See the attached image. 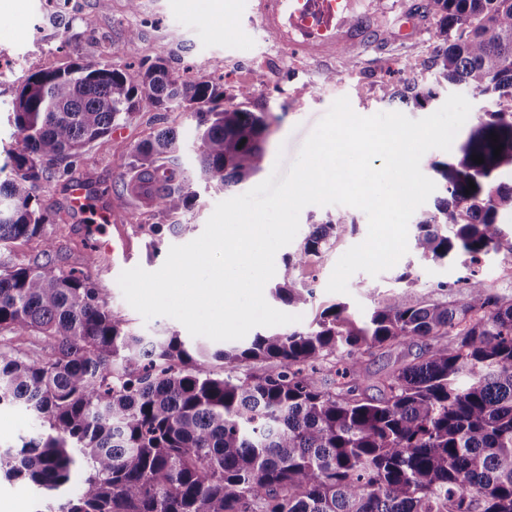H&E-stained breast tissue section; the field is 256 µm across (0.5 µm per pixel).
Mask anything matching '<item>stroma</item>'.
<instances>
[{
	"label": "stroma",
	"instance_id": "35a3bbf8",
	"mask_svg": "<svg viewBox=\"0 0 512 512\" xmlns=\"http://www.w3.org/2000/svg\"><path fill=\"white\" fill-rule=\"evenodd\" d=\"M411 0H385L387 37L381 45L357 53L355 59L340 55L326 64H318L291 54L286 47L263 38L259 20L234 12V0H139L137 10H129L127 0H109L100 7L98 0H67L58 12L46 9L45 0H0V152L15 139L8 121L13 101L26 77L41 70L62 69L75 59L88 62H112L139 67L164 60L177 76L198 79H223L225 105H235V88L250 82L254 69H262L268 81L246 107L253 112H270L279 121L271 126L264 172L235 186L231 191L196 181L198 197L192 208L169 216L172 224L187 225V232L170 233L168 228L153 231L156 222L144 200L130 198L127 208L118 209L113 201L121 187V178L135 147L162 128L180 135L177 164L186 175H194V127L192 117L181 109L166 112H140L111 135L87 146L72 177H57L39 182L33 193L52 217L47 231L56 243L58 263L64 270L88 269L98 287L107 291L111 310L119 312L136 332L145 336L175 334L188 338L186 328L169 317L144 320L124 299L118 285L123 270L136 266L153 272L164 263L171 246L188 243L203 232L218 202L241 195L266 178L275 163L290 166L302 144L334 100L348 97L354 112L370 116L393 111L383 96L385 84L413 75L419 85L432 86V71L417 67L406 72V59H427L437 43V26L423 17L409 26L408 38L398 34L401 20ZM137 30L140 38L128 45V33ZM84 180L101 185L104 194L90 202L83 213L70 205L72 181ZM347 213L356 222L352 231L340 233L333 245L312 256L303 267L294 269L297 283L311 288L313 296L304 306L290 307L300 317V327H308L333 304H345L349 312L363 318L375 309L399 302H445L461 300V289L454 282L468 274L467 256L435 262L415 251H408L398 263L379 276L359 271L348 282L347 293H330L327 282L340 256L363 242L368 233V218L357 208ZM112 243L111 271L101 266L86 267L89 249ZM413 274L412 285L398 282L403 271ZM424 345L396 344L374 351L363 359L362 387L367 397L380 398L377 386L402 363L424 352ZM39 428L24 409L0 405V448L21 446L23 439Z\"/></svg>",
	"mask_w": 512,
	"mask_h": 512
}]
</instances>
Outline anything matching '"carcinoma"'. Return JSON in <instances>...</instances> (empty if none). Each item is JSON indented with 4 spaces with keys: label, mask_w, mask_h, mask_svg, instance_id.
<instances>
[{
    "label": "carcinoma",
    "mask_w": 512,
    "mask_h": 512,
    "mask_svg": "<svg viewBox=\"0 0 512 512\" xmlns=\"http://www.w3.org/2000/svg\"><path fill=\"white\" fill-rule=\"evenodd\" d=\"M412 8L437 21L427 68L495 99L434 164L443 196L416 223L414 249L473 265L491 251L511 255L501 225L512 218V0ZM265 85L257 71L235 97ZM385 96L415 109L437 92L407 83ZM223 100L224 85L180 79L163 62L131 72L78 60L22 85L10 175L0 179V249L40 238L45 260L0 262V404L22 406L42 431L0 449V473L35 486L45 512H512V297L492 292L476 270L453 282L465 288L461 303L401 302L361 321L334 304L306 329L215 351L224 370L214 373L176 335L129 331L107 289L55 263L54 240L44 237L51 215L34 185L68 174L88 144L138 112L191 114L197 176L207 183L228 190L261 171L278 117ZM178 146L175 130L160 129L126 164V190L164 215L189 210L196 197L173 166ZM349 225L343 213L311 225L275 298L308 304L312 292L291 270ZM26 335L44 338L43 356L10 343ZM417 340L424 355L382 380V398L363 396V355ZM246 360L277 368L238 373ZM323 369L335 386L318 384Z\"/></svg>",
    "instance_id": "1"
}]
</instances>
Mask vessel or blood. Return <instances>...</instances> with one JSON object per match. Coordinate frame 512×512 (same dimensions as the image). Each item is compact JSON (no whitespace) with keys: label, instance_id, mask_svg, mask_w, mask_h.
I'll list each match as a JSON object with an SVG mask.
<instances>
[{"label":"vessel or blood","instance_id":"obj_1","mask_svg":"<svg viewBox=\"0 0 512 512\" xmlns=\"http://www.w3.org/2000/svg\"><path fill=\"white\" fill-rule=\"evenodd\" d=\"M238 6L258 17L267 36L319 63L335 58L342 47L357 50L379 38V19L369 0H238ZM101 193L94 183L76 182L71 206L83 210Z\"/></svg>","mask_w":512,"mask_h":512}]
</instances>
